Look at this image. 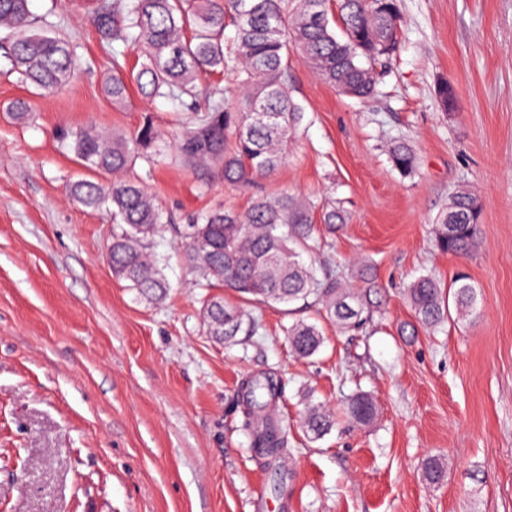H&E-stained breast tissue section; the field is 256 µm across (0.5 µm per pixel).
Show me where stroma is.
<instances>
[{
  "label": "stroma",
  "instance_id": "35a3bbf8",
  "mask_svg": "<svg viewBox=\"0 0 512 512\" xmlns=\"http://www.w3.org/2000/svg\"><path fill=\"white\" fill-rule=\"evenodd\" d=\"M398 4L399 52L373 98L291 63L307 119L262 190L340 201L351 221L326 234L330 252L347 271L369 260L383 299L362 330L326 325L320 352L299 360L282 328L314 309L245 303L261 328L231 345L202 319L205 291L173 228L222 205L245 211L252 193L171 146L195 112L134 91L113 107L96 0H30L87 69L41 95L0 63V512H512V0ZM22 98L24 122L7 110ZM147 117L169 143L164 160L133 170L170 221L151 243L171 285L157 303L113 275L112 206L70 197L72 182L98 174L60 138L130 133ZM398 141L417 154L407 176L389 159ZM461 188L481 204L465 258L439 251L432 232ZM460 271L477 317L402 334L406 286L423 273L448 285ZM252 376L278 383L270 414L288 432L285 457L259 456L243 425ZM358 389L377 406L367 427L343 413ZM311 400L336 413L317 441L301 428ZM431 456L447 467L436 486L423 474Z\"/></svg>",
  "mask_w": 512,
  "mask_h": 512
}]
</instances>
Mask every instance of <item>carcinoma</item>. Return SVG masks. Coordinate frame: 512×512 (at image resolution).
<instances>
[{"label":"carcinoma","instance_id":"obj_1","mask_svg":"<svg viewBox=\"0 0 512 512\" xmlns=\"http://www.w3.org/2000/svg\"><path fill=\"white\" fill-rule=\"evenodd\" d=\"M101 41L120 43L112 49V75L105 92L112 104L128 99L129 85L147 99L184 103L196 100L197 81L206 71H224L231 85L206 94L205 113L177 143L190 163L221 167L224 184L249 188L275 174L286 159V147L306 116L289 86L290 64L301 57L312 73L348 97H371L380 73L377 64L397 52L399 11L396 0H124L123 10L101 0L94 16ZM0 50L21 82L40 91L61 87L81 70L67 43L38 25L29 0H0ZM137 53L129 69L126 51ZM63 140L88 169L110 173L103 185L90 180L71 184L70 194L86 208L108 202L118 223L107 248L113 273L149 301H160L169 284L161 261L149 252L150 241L162 229L164 213L139 180L127 176L142 151L147 160L164 157L162 136L151 119L136 133L114 131L106 136L93 128L63 133ZM391 160L402 174L416 167L413 150L393 146ZM477 195L460 189L435 220L440 251L467 256L476 248L480 220ZM350 221L334 201L316 203L298 194L257 195L246 212L216 207L202 222L179 231L186 241L187 259L201 275L202 288H230L241 297L266 304L314 302L320 318L345 332H356L381 306L372 264L357 263L355 288L335 272L328 258L323 277L304 261L321 241L318 225L334 231ZM407 300L418 330H436L451 314L466 318L477 309V292L465 273L448 289L431 275H421L407 288ZM205 320L211 335L226 343L237 336H254L258 321L224 298L203 296ZM295 356L308 359L324 343L315 323L296 321L285 329ZM245 426L254 432L262 453L277 456L284 447L269 411L275 393L271 381L253 378L245 383ZM346 414L358 425H370L377 409L372 398L356 392L347 398ZM307 435L319 439L332 428L330 412L320 403L308 404L304 417ZM427 480L440 484L444 463L430 458L424 465Z\"/></svg>","mask_w":512,"mask_h":512}]
</instances>
